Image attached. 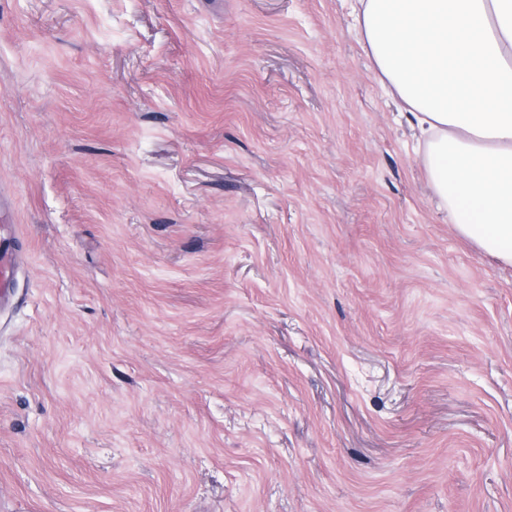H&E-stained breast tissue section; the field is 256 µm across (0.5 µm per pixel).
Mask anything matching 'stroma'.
<instances>
[{"label":"stroma","instance_id":"35a3bbf8","mask_svg":"<svg viewBox=\"0 0 512 512\" xmlns=\"http://www.w3.org/2000/svg\"><path fill=\"white\" fill-rule=\"evenodd\" d=\"M350 0H0V512H512V267ZM7 225L11 224L0 225V301L12 296L18 272V249L13 248L12 239L4 235Z\"/></svg>","mask_w":512,"mask_h":512}]
</instances>
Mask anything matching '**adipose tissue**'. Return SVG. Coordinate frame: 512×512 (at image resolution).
Instances as JSON below:
<instances>
[{"instance_id":"adipose-tissue-1","label":"adipose tissue","mask_w":512,"mask_h":512,"mask_svg":"<svg viewBox=\"0 0 512 512\" xmlns=\"http://www.w3.org/2000/svg\"><path fill=\"white\" fill-rule=\"evenodd\" d=\"M457 232L512 266V0H354Z\"/></svg>"}]
</instances>
